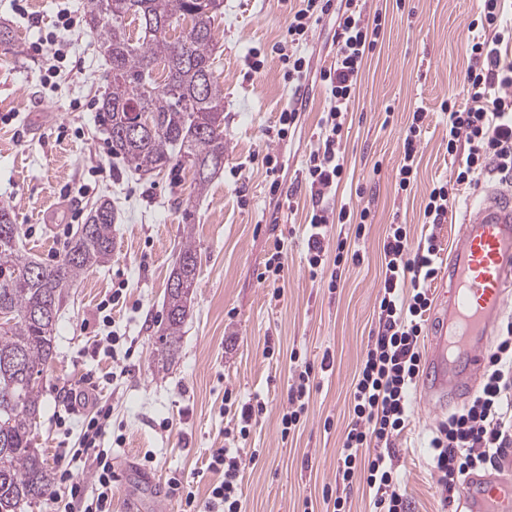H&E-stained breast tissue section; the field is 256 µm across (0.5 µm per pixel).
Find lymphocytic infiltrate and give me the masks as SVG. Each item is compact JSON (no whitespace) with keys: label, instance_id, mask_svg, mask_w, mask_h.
Wrapping results in <instances>:
<instances>
[{"label":"lymphocytic infiltrate","instance_id":"1","mask_svg":"<svg viewBox=\"0 0 512 512\" xmlns=\"http://www.w3.org/2000/svg\"><path fill=\"white\" fill-rule=\"evenodd\" d=\"M480 35L470 41V64L466 73L467 99L458 104L443 101L448 114V153L458 156L454 180L437 181L429 191L423 210L426 223H443L454 204L457 188L477 184L481 175L494 171L512 184V60L502 51L512 48V20L504 16L505 0H480ZM333 0H300L288 15L281 54L283 78L292 84L293 99L269 127L270 139L283 140L296 127L304 106L302 90L313 72L310 61L298 51L314 24L335 14L336 57L321 67L319 80L329 100L320 121L318 146L311 151L299 181L308 188L312 204L307 238V264L311 276L328 275L329 288H336L349 259L344 239L328 235L332 224H351L363 235L374 217L369 208L333 207L332 197L344 172L340 144L346 114L354 100L363 65L378 44L381 15L365 19L356 0H347L345 10L332 9ZM426 114L416 109L403 133L402 151L396 169L399 191H411L418 177L419 146ZM466 153H459V143ZM440 245L427 238L411 247L406 225H390L383 241L384 269L379 289V331L368 344L350 391L352 420L347 427L337 472L344 487L364 482L372 490L375 512H407L392 463L396 440L410 423L411 396L422 371L421 339L426 315L432 306L430 285L441 269ZM503 339L488 360L489 371L480 392L460 413L449 415L430 441L431 460L444 502H451L460 482L470 473L497 467L512 451V322L502 328ZM314 375L311 365H302L287 394L281 417V434L289 436L306 418ZM110 412L98 410L84 428L77 455L89 461L97 495L85 498L82 484L74 480L70 463L58 461V481L68 487L77 512H112V458L100 446L110 427ZM207 472L218 480L205 500H198L180 475L167 480V494L184 505L186 512H242L243 460L228 448L212 449Z\"/></svg>","mask_w":512,"mask_h":512}]
</instances>
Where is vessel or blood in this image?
Wrapping results in <instances>:
<instances>
[{
	"instance_id": "obj_1",
	"label": "vessel or blood",
	"mask_w": 512,
	"mask_h": 512,
	"mask_svg": "<svg viewBox=\"0 0 512 512\" xmlns=\"http://www.w3.org/2000/svg\"><path fill=\"white\" fill-rule=\"evenodd\" d=\"M511 286L512 188L484 189L466 204L460 241L438 288L441 328L421 386L433 404L448 405L473 390ZM460 501L466 512H512V475H470Z\"/></svg>"
}]
</instances>
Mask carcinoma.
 Returning <instances> with one entry per match:
<instances>
[{"instance_id":"carcinoma-1","label":"carcinoma","mask_w":512,"mask_h":512,"mask_svg":"<svg viewBox=\"0 0 512 512\" xmlns=\"http://www.w3.org/2000/svg\"><path fill=\"white\" fill-rule=\"evenodd\" d=\"M222 0H86L85 23L109 61L99 100L112 153L128 167L159 175L192 171L191 198L202 196L224 167V92L214 75V24ZM138 23V36L127 21ZM181 28L179 34L172 31ZM151 117L153 132L129 139L125 106ZM112 203L92 207L51 267L20 254V225L0 205V512H33L51 476L34 446L42 408L40 380L53 359L56 324L68 288L114 249ZM198 269L191 237L180 246L167 282L161 356L179 348Z\"/></svg>"}]
</instances>
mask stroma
I'll return each mask as SVG.
<instances>
[{"instance_id":"1","label":"stroma","mask_w":512,"mask_h":512,"mask_svg":"<svg viewBox=\"0 0 512 512\" xmlns=\"http://www.w3.org/2000/svg\"><path fill=\"white\" fill-rule=\"evenodd\" d=\"M86 0H0V22L15 34L0 46V205L21 226L23 252L44 264L59 260L65 241L90 209L111 199L118 219L115 249L100 267L68 290L56 325V356L43 380L35 443L48 465L77 448L92 405L111 409L101 440L112 457V512H126L128 490L153 506L174 473L205 498L199 477L211 449L226 445L224 429L235 403L262 402L247 439L236 446L245 463L244 512H325V491L347 494L349 512H373L362 485L344 490L337 473L349 395L378 328L380 244L390 224L406 225L412 243L435 237L442 259L456 246L463 187L441 224L423 219L433 184L452 177L448 117L443 100L464 101L468 23L479 0H360L364 15L385 25L367 60L346 116L341 148L345 175L336 205L370 208L373 224L356 237L351 224L331 236L350 238L360 260L347 264L338 288L311 278L306 261L310 195L296 177L318 142L327 106L321 86L310 91L293 136L271 141L267 129L293 96L280 73L276 46L298 0H224L215 23V75L224 91V168L202 197L190 198L191 172L141 175L114 156L97 101L107 89L106 63L84 19ZM69 8L75 25L57 27ZM64 44L60 59L37 55L46 35ZM263 61L255 70V61ZM428 117L417 183L398 195L400 136L411 112ZM278 156V193L262 162ZM191 201V219L183 217ZM198 255V278L180 348L160 362L155 340L165 317L166 286L184 239ZM283 244L278 283L258 275ZM280 298H273V291ZM119 336L108 345L107 335ZM314 368L309 414L281 437V416L295 378L291 352ZM97 383L92 405L68 399L66 389ZM232 390L233 404L224 401ZM447 410L413 400L411 421L397 440L393 464L409 512H452L442 502L430 466L429 441ZM153 455L150 473L141 459Z\"/></svg>"}]
</instances>
